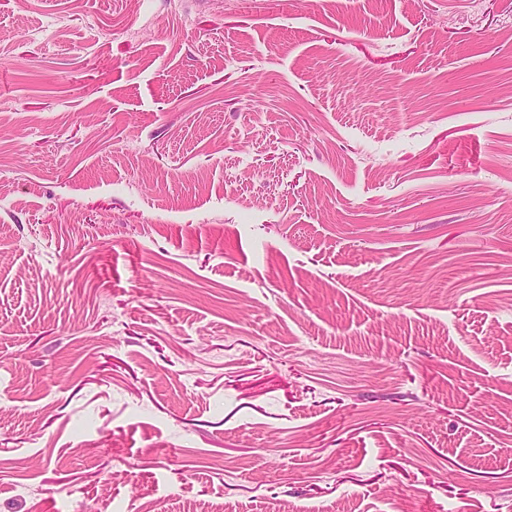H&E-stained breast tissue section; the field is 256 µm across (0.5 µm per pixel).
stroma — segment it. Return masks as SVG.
I'll return each instance as SVG.
<instances>
[{
    "label": "stroma",
    "mask_w": 512,
    "mask_h": 512,
    "mask_svg": "<svg viewBox=\"0 0 512 512\" xmlns=\"http://www.w3.org/2000/svg\"><path fill=\"white\" fill-rule=\"evenodd\" d=\"M512 512V0H0V512Z\"/></svg>",
    "instance_id": "1"
}]
</instances>
